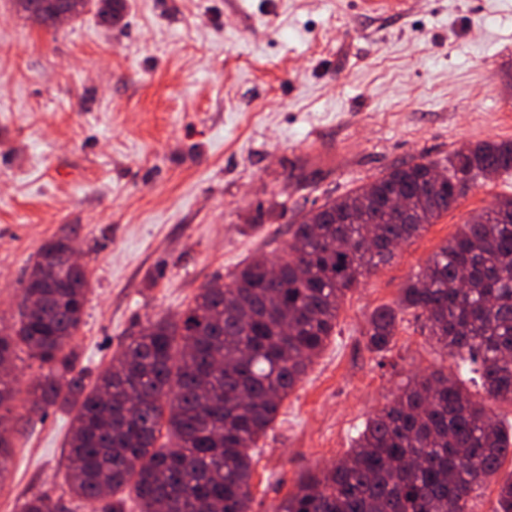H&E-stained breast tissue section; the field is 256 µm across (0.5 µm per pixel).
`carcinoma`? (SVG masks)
<instances>
[{
	"instance_id": "obj_1",
	"label": "carcinoma",
	"mask_w": 512,
	"mask_h": 512,
	"mask_svg": "<svg viewBox=\"0 0 512 512\" xmlns=\"http://www.w3.org/2000/svg\"><path fill=\"white\" fill-rule=\"evenodd\" d=\"M15 0L17 11L56 28L93 5L120 19L125 0ZM435 161L400 162L371 183L329 198L290 225L276 262L258 255L199 289L176 319L147 321L86 386L71 346L82 323L88 273L63 251L40 247L21 305L0 327V409L14 399L18 352L47 367L28 393L42 412L75 409L67 440L71 501L25 499L20 512H74V502L124 512L131 487L140 512H248L252 458L282 401L336 327L341 299L360 278L390 262L463 197L480 177L512 171V140L468 144ZM400 306L424 318L429 336L479 375L489 399L512 404V197L470 219L402 288ZM398 324L375 311L365 336L387 351ZM176 439L157 445L162 432ZM0 414V485L12 458ZM512 454L486 400L443 372L407 384L358 431L330 468L303 474L277 512H472L485 478ZM495 512H512V476Z\"/></svg>"
}]
</instances>
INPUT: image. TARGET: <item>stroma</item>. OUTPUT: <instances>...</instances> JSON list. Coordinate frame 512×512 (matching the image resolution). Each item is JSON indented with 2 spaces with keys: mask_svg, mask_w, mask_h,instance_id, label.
Listing matches in <instances>:
<instances>
[{
  "mask_svg": "<svg viewBox=\"0 0 512 512\" xmlns=\"http://www.w3.org/2000/svg\"><path fill=\"white\" fill-rule=\"evenodd\" d=\"M512 139V0H126L48 29L0 0V317L38 249L66 237L90 276L72 345L95 378L148 320L257 254L275 258L300 212L392 165L444 162ZM512 196L479 181L347 292L333 335L283 401L253 458L249 512H275L310 470L335 464L416 374L456 364L404 314L369 350L371 314L471 215ZM12 477L0 512L67 495L69 416L29 412L37 362L16 361Z\"/></svg>",
  "mask_w": 512,
  "mask_h": 512,
  "instance_id": "stroma-1",
  "label": "stroma"
}]
</instances>
